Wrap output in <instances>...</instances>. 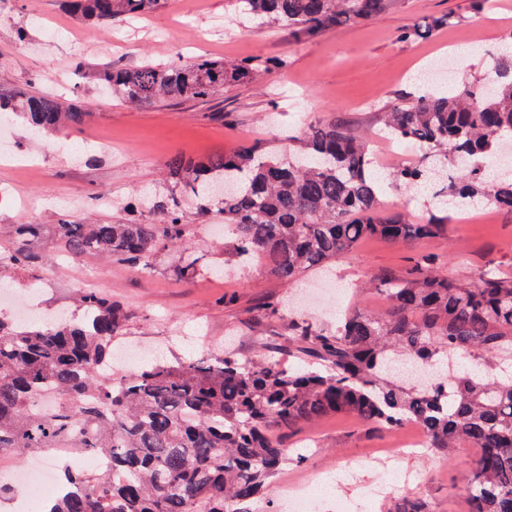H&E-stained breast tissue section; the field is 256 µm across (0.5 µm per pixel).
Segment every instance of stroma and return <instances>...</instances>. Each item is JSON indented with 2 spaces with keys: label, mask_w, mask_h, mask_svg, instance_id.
<instances>
[{
  "label": "stroma",
  "mask_w": 512,
  "mask_h": 512,
  "mask_svg": "<svg viewBox=\"0 0 512 512\" xmlns=\"http://www.w3.org/2000/svg\"><path fill=\"white\" fill-rule=\"evenodd\" d=\"M451 14L452 24L430 39L402 40L399 30L419 16ZM469 48L453 85L487 77L490 53L512 49V0H486L482 13L469 0H396L372 20L333 27L310 38L288 28L240 22L231 0H161L150 14L109 25L83 23L66 0H0V91L44 92L87 111L86 123L49 138H32L21 121L0 149V224H55L73 219L112 223L127 218L141 192L165 180L177 155L207 157L250 144L279 154L287 136L323 119L343 121L372 138L376 164H411L420 149L403 150L385 135L379 108L416 98L415 70L437 66L451 48ZM207 55L257 63L284 58L287 70L270 68L261 80L225 89L200 101L171 99L130 106L104 95L95 79L101 66L165 64ZM381 213L407 214L415 223L435 220L440 234L395 244L361 241L333 264V294H312L303 283L273 276L258 260L241 265L232 235L217 215L186 211V248L199 258L195 274L170 270L174 253L161 252L153 272L100 259L55 260L38 278L23 272L11 289L34 305L39 318L74 312L84 288L102 284L130 313L121 346L142 349L144 359L207 358L218 351L246 361L269 355V342L296 317L332 328L339 309L383 313L388 300L373 276L409 275L418 256L438 258L439 272L458 284L474 282L488 261L512 276V211L484 200L467 215L426 202L401 184L384 185ZM276 303L279 315L264 314ZM406 427L377 433L350 416L325 418L291 433L289 447L305 457L267 487L251 512H290L279 497L284 482L325 481L316 512H393L403 495L427 512H467L466 478L475 448L445 456L434 449L402 448Z\"/></svg>",
  "instance_id": "1"
}]
</instances>
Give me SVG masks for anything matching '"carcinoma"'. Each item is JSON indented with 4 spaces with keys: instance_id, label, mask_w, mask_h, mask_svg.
<instances>
[{
    "instance_id": "carcinoma-1",
    "label": "carcinoma",
    "mask_w": 512,
    "mask_h": 512,
    "mask_svg": "<svg viewBox=\"0 0 512 512\" xmlns=\"http://www.w3.org/2000/svg\"><path fill=\"white\" fill-rule=\"evenodd\" d=\"M247 22L283 25L298 36L372 19L395 0H233ZM82 22L104 23L151 12L157 0H68ZM448 16H424L399 38L435 36ZM492 86L470 85L420 96L380 113L386 132L426 148L430 166L401 165L387 178L422 185L435 197L464 204L482 195L512 210V177L491 175L486 159L512 138V53L491 54ZM257 63L198 56L96 73L111 97L131 105L164 99L206 100L224 87L257 80ZM13 114L50 136L82 125L88 113L48 94L4 96ZM297 148L280 156L251 145L225 155L167 163L165 188L146 196L147 214L109 224L63 219L18 224L0 240L4 274L50 263L34 242L47 238L59 257L93 256L142 272L163 250L178 253L182 275L198 258L183 251L189 230L184 205L217 213L231 227L239 258L264 259L271 274L300 281L323 272L366 237L395 243L431 237L440 224H411L377 212L380 183L371 141L336 120L308 124L288 136ZM379 286L390 311L344 312L336 329L306 320L288 325V364H259L232 354L195 362L155 360L130 374L112 373V344L126 335L130 315L95 288L78 297L79 322L20 326L0 316V462L45 448H72L103 457L93 471L64 467L69 492L50 512H247L265 484L290 460L283 443L299 424L349 414L391 430L407 421L430 447L445 453L478 449L468 481V512H512V382L471 374L462 361L476 351L512 365V277L495 269L461 285L418 259L407 277ZM433 382L404 369L448 367ZM58 401L47 406L42 393Z\"/></svg>"
}]
</instances>
